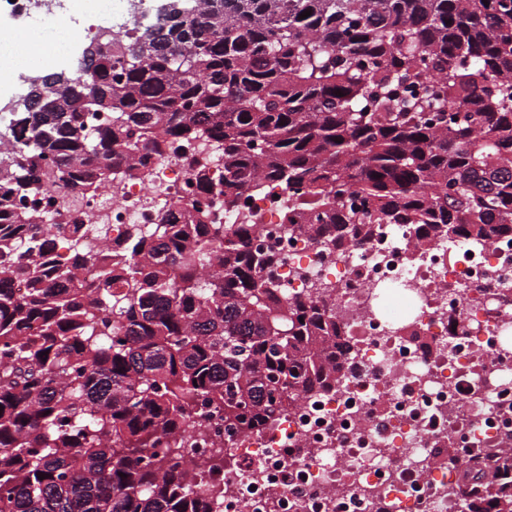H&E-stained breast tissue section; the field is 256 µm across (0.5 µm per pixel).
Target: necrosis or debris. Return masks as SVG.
<instances>
[{
    "instance_id": "necrosis-or-debris-1",
    "label": "necrosis or debris",
    "mask_w": 512,
    "mask_h": 512,
    "mask_svg": "<svg viewBox=\"0 0 512 512\" xmlns=\"http://www.w3.org/2000/svg\"><path fill=\"white\" fill-rule=\"evenodd\" d=\"M16 17L60 29L64 0H0ZM209 142L176 143L135 180L113 177L79 204L56 199L51 224H108L112 247L178 205L213 223L258 225L249 247L275 255L287 297L330 287L336 318L358 349L347 387L302 399L274 425L228 436L219 414L197 425L188 459L212 464L214 512H461L457 468L512 442V242L458 239L418 250L403 224L329 249L285 222L288 196L266 184L237 208L200 193L188 158L213 163Z\"/></svg>"
}]
</instances>
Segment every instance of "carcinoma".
<instances>
[{"label": "carcinoma", "instance_id": "cac0c4a2", "mask_svg": "<svg viewBox=\"0 0 512 512\" xmlns=\"http://www.w3.org/2000/svg\"><path fill=\"white\" fill-rule=\"evenodd\" d=\"M244 2L188 0L190 23L149 41L139 22L126 44L100 32L84 108L17 112L0 157V512H210L220 490L184 451L202 407L247 434L348 382L327 291L281 296L248 247L258 225L183 206L85 280L88 227L43 223L49 192L136 179L205 136L223 172L195 163L201 190L233 209L276 182L318 245L379 224L420 247L512 237V0ZM84 81L79 62L59 96ZM459 482L464 512H512V448Z\"/></svg>", "mask_w": 512, "mask_h": 512}]
</instances>
